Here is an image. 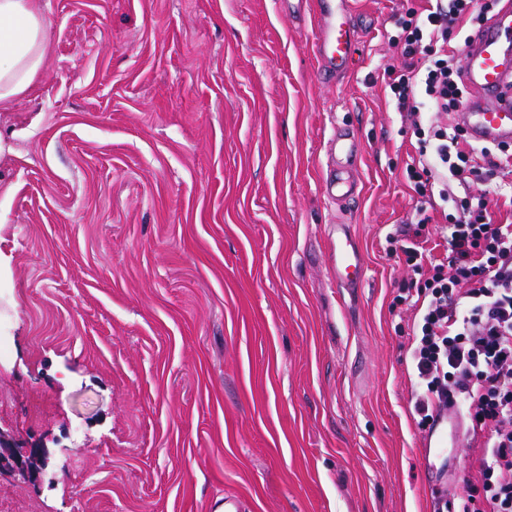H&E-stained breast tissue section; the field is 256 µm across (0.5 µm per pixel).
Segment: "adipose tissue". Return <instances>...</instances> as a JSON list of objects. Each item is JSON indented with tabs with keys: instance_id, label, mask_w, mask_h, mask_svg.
Segmentation results:
<instances>
[{
	"instance_id": "obj_1",
	"label": "adipose tissue",
	"mask_w": 512,
	"mask_h": 512,
	"mask_svg": "<svg viewBox=\"0 0 512 512\" xmlns=\"http://www.w3.org/2000/svg\"><path fill=\"white\" fill-rule=\"evenodd\" d=\"M47 56V23L32 0H0V107L32 89Z\"/></svg>"
}]
</instances>
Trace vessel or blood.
Masks as SVG:
<instances>
[{"label":"vessel or blood","mask_w":512,"mask_h":512,"mask_svg":"<svg viewBox=\"0 0 512 512\" xmlns=\"http://www.w3.org/2000/svg\"><path fill=\"white\" fill-rule=\"evenodd\" d=\"M315 18L313 51L317 77L340 75L350 66L355 46L351 0H311ZM465 85L471 95L460 108L459 118L471 140L479 143L512 142V0L470 36L464 49ZM331 259L337 282L358 284L364 266L357 243L345 225H337ZM456 418L435 414L425 437L427 455L444 453L449 443L459 442Z\"/></svg>","instance_id":"vessel-or-blood-1"}]
</instances>
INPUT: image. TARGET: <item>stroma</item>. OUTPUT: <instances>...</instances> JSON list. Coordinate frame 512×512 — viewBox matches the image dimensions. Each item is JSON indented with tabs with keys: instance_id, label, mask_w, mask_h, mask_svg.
Returning <instances> with one entry per match:
<instances>
[{
	"instance_id": "1",
	"label": "stroma",
	"mask_w": 512,
	"mask_h": 512,
	"mask_svg": "<svg viewBox=\"0 0 512 512\" xmlns=\"http://www.w3.org/2000/svg\"><path fill=\"white\" fill-rule=\"evenodd\" d=\"M49 57L0 110V430L49 458L21 512H433L391 256L418 221L388 103L395 16L353 0L358 55L316 77L288 0H35ZM359 197L323 191L337 128ZM347 224L366 266L337 287ZM449 449L442 493L475 479Z\"/></svg>"
}]
</instances>
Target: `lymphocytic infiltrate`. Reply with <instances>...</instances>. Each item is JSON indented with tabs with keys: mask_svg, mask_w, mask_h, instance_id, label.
Wrapping results in <instances>:
<instances>
[{
	"mask_svg": "<svg viewBox=\"0 0 512 512\" xmlns=\"http://www.w3.org/2000/svg\"><path fill=\"white\" fill-rule=\"evenodd\" d=\"M399 20L404 63L385 93L415 138L404 178L436 214L445 249L433 257L420 227L394 236L407 261H429L432 274L404 299L415 312L410 347L414 412L429 426L441 407H465L485 433L478 481L461 512H512V151L460 140L448 117L467 92L453 32L484 21L486 0H426ZM497 180L495 197L474 194L472 180Z\"/></svg>",
	"mask_w": 512,
	"mask_h": 512,
	"instance_id": "obj_1",
	"label": "lymphocytic infiltrate"
}]
</instances>
